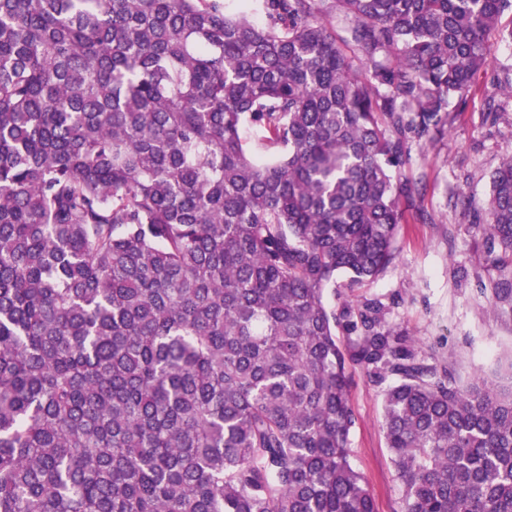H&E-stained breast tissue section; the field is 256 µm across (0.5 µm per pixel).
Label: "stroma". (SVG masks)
Segmentation results:
<instances>
[{"instance_id":"stroma-1","label":"stroma","mask_w":512,"mask_h":512,"mask_svg":"<svg viewBox=\"0 0 512 512\" xmlns=\"http://www.w3.org/2000/svg\"><path fill=\"white\" fill-rule=\"evenodd\" d=\"M487 65L462 101L452 102L426 155L404 174L419 189L394 239L396 259L376 279L350 286L336 276L323 293L335 313L381 301L385 322L409 336L425 363L458 385L512 384V310L492 304L503 274L486 259L489 175L512 157V54L489 34ZM355 424L349 460L368 483L377 512H401L402 484L383 431V389L356 365L347 369Z\"/></svg>"}]
</instances>
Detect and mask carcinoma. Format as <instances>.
<instances>
[{"label": "carcinoma", "mask_w": 512, "mask_h": 512, "mask_svg": "<svg viewBox=\"0 0 512 512\" xmlns=\"http://www.w3.org/2000/svg\"><path fill=\"white\" fill-rule=\"evenodd\" d=\"M507 11L0 0V512H377L349 363L402 512H512V385H457L378 300L345 352L323 302L395 260L403 169ZM487 214L505 269L512 157ZM349 399L355 424L349 436V460L371 489L377 512H401L402 484L383 431L385 385L377 386L357 365H348Z\"/></svg>", "instance_id": "cac0c4a2"}]
</instances>
